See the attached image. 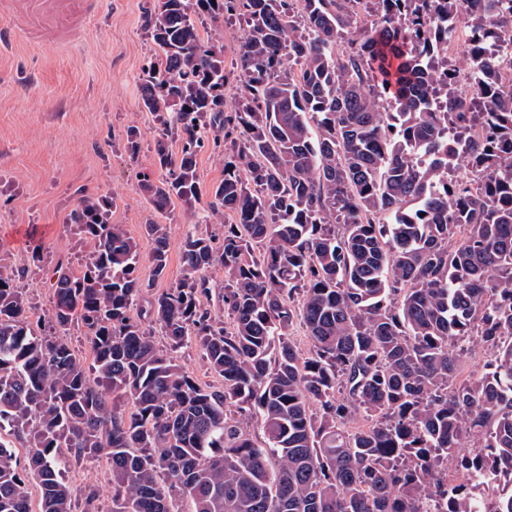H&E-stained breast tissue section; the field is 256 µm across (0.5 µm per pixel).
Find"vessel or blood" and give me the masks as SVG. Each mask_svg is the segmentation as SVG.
<instances>
[{
  "label": "vessel or blood",
  "instance_id": "1",
  "mask_svg": "<svg viewBox=\"0 0 512 512\" xmlns=\"http://www.w3.org/2000/svg\"><path fill=\"white\" fill-rule=\"evenodd\" d=\"M102 0H0V48L64 49L98 18Z\"/></svg>",
  "mask_w": 512,
  "mask_h": 512
}]
</instances>
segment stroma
I'll list each match as a JSON object with an SVG mask.
<instances>
[{"mask_svg":"<svg viewBox=\"0 0 512 512\" xmlns=\"http://www.w3.org/2000/svg\"><path fill=\"white\" fill-rule=\"evenodd\" d=\"M152 2L105 0L104 21L67 49L21 45L0 55V274L17 275L31 321L52 314L48 278L57 259L76 272L90 251L66 222L82 195L115 196L112 221L137 241L139 273L151 278L144 226L157 214L137 174L162 176L153 165L157 123L140 99L142 69L157 51L142 26ZM24 67L34 73L26 85L17 80ZM131 128L140 135L134 160L124 148Z\"/></svg>","mask_w":512,"mask_h":512,"instance_id":"obj_1","label":"stroma"}]
</instances>
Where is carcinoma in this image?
Listing matches in <instances>:
<instances>
[{
    "instance_id": "cac0c4a2",
    "label": "carcinoma",
    "mask_w": 512,
    "mask_h": 512,
    "mask_svg": "<svg viewBox=\"0 0 512 512\" xmlns=\"http://www.w3.org/2000/svg\"><path fill=\"white\" fill-rule=\"evenodd\" d=\"M457 2L145 10L158 53L141 100L164 175L140 173V188L155 212L199 213L206 227L181 242L180 280L135 317L153 283L106 193L68 214L91 251L77 275L57 261L47 324L32 326L0 275V429L33 448L39 512H73L78 497L101 512L95 488L65 477L99 457L108 512H181L180 499L189 512H512V89L477 58L474 95L452 94L456 69L436 55ZM474 2L477 48L512 46L502 0ZM206 20L243 28L230 61L201 39ZM432 20L439 41L427 40ZM210 144L224 147V178L204 202L197 157ZM459 156L479 187L452 180ZM218 213L232 220L215 232ZM144 229L159 280L166 227ZM215 267L222 320L209 304ZM75 325L88 366L67 341ZM475 341L491 358L463 378ZM189 348L224 385L197 381L178 357ZM0 512H32L1 440Z\"/></svg>"
}]
</instances>
